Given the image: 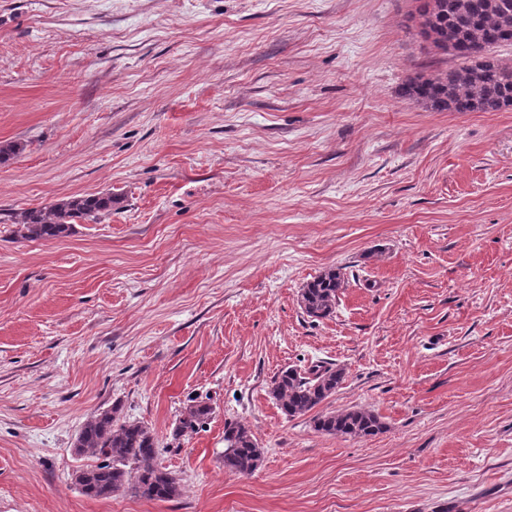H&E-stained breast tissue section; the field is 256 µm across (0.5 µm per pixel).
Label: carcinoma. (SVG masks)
<instances>
[{
  "instance_id": "1",
  "label": "carcinoma",
  "mask_w": 512,
  "mask_h": 512,
  "mask_svg": "<svg viewBox=\"0 0 512 512\" xmlns=\"http://www.w3.org/2000/svg\"><path fill=\"white\" fill-rule=\"evenodd\" d=\"M419 34L435 49L454 54L457 66L428 76L410 78L401 96L436 112H499L512 107V60L494 49L512 45V0H417ZM120 197L110 193L62 199L15 215L18 232L29 239H50L69 232L77 220L97 222L112 212ZM347 287L336 269L314 277L301 288L298 303L307 316L324 319L336 311L339 293ZM345 371L322 364L303 371L288 367L273 379L270 394L288 417L312 411L343 383ZM212 415L199 403L187 408L175 422L172 439L198 432ZM314 430L331 436L368 437L384 429L373 411L351 409L320 414ZM77 454L96 460L75 474V482L89 498H109L129 492L150 501L178 496L177 476L158 462L159 441L139 422L120 419L119 407L91 414L80 429ZM262 463V451L249 429L239 423L224 425V469L250 476Z\"/></svg>"
}]
</instances>
